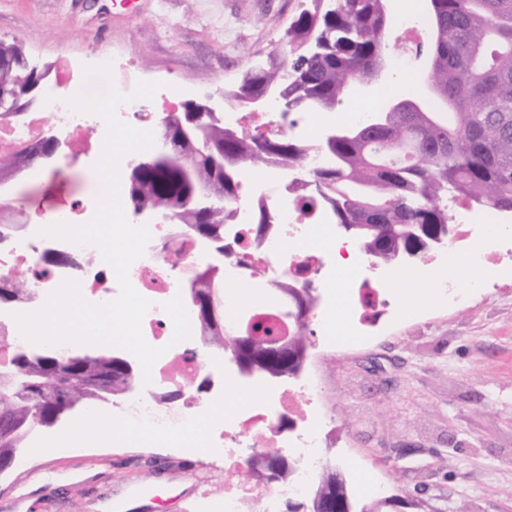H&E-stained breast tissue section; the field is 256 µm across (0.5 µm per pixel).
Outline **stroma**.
<instances>
[{
    "label": "stroma",
    "instance_id": "35a3bbf8",
    "mask_svg": "<svg viewBox=\"0 0 512 512\" xmlns=\"http://www.w3.org/2000/svg\"><path fill=\"white\" fill-rule=\"evenodd\" d=\"M302 0H0V40L21 41L53 70L112 54L134 57L145 81L179 85L182 101L236 87L280 51ZM429 72L411 56L389 66L394 99L416 98ZM90 165L61 161L25 171L0 199L48 218L99 192ZM498 286L470 288L453 306L436 297L398 321L382 314L373 335L323 345L313 337L306 368L322 383L332 420L326 453L350 499L404 497L391 512H512V260ZM154 497L134 496L140 485ZM224 496L218 454L149 444H84L37 457L23 448L0 475V512H215Z\"/></svg>",
    "mask_w": 512,
    "mask_h": 512
}]
</instances>
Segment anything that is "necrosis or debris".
Returning <instances> with one entry per match:
<instances>
[{
    "label": "necrosis or debris",
    "mask_w": 512,
    "mask_h": 512,
    "mask_svg": "<svg viewBox=\"0 0 512 512\" xmlns=\"http://www.w3.org/2000/svg\"><path fill=\"white\" fill-rule=\"evenodd\" d=\"M179 97L178 88L168 87L153 98L122 105L118 116L136 129L155 132ZM259 118V123L253 124L247 113L228 112L224 122L246 136L291 137L307 144L319 137L312 112L293 116L272 105ZM50 129L67 135L71 152L79 156L85 152L88 131H95L100 138L106 134L101 117L72 110L64 95L52 91L43 111L0 113V151L18 152L39 142ZM287 175V169L276 165L247 174L242 203L224 227L226 325L237 327L262 317L279 335H288L289 306L277 291L284 282L312 289L315 304L309 321L319 329L330 323L338 310L344 316V335L358 337L368 333L372 308L387 306L396 317L409 316L410 308L394 304L390 296L391 268L359 256L350 269L338 268L335 249L317 241L318 236L329 233L328 213L320 207L302 210L286 189ZM259 201L274 208L273 222L263 231L251 222L252 207ZM150 232L145 253L131 265L129 279L151 303L142 322L143 335L164 353L153 366L150 384L113 401L112 419L139 429L189 432L207 407L190 384L209 370L211 356L199 328H192L190 338L174 342V325L162 305L183 294L194 280L200 269L201 247L173 221L151 225ZM21 272L26 273L31 291L17 302L15 310L19 312L42 307L48 295L67 279L78 281L84 298L94 304L110 301L118 293L114 270L96 246L39 235L34 224L0 238V281ZM240 288H268L272 295L261 306H241L236 297ZM320 395L314 376L287 378L281 386L266 390L262 404L239 403L224 419L207 426L202 433L205 447L221 449L224 457L223 512H250L257 500L266 501L269 512H278L281 497L305 495L324 462L323 434L328 422L318 408ZM247 448H287L302 458L304 465L289 485L277 491L261 483L243 482L236 474Z\"/></svg>",
    "instance_id": "obj_1"
}]
</instances>
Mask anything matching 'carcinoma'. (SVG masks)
Here are the masks:
<instances>
[{"mask_svg":"<svg viewBox=\"0 0 512 512\" xmlns=\"http://www.w3.org/2000/svg\"><path fill=\"white\" fill-rule=\"evenodd\" d=\"M429 17V80L438 94L422 110L387 112L381 126L353 124L349 136L309 147L285 137H246L215 117L197 123L198 104L188 102L163 118L165 146L159 152L192 158V169L168 164L151 171L129 169L126 195L142 208L167 197L178 223L198 226L222 248L224 224L239 201L241 175L275 161L301 167L317 150L324 163L292 186L296 200L307 210L317 192L332 205L336 224L384 225L355 238L388 266L399 265L404 257L421 258L448 238L450 200L512 212V0H432ZM391 26L387 0H305L288 28L285 50L230 94L270 88L290 112H334L352 85L367 80L387 56ZM45 77L32 72L19 42H0L4 111L25 112L37 103ZM42 148L1 153L0 181ZM200 191L216 200L204 214L182 204ZM221 274V268L197 274L194 282L205 306L192 309L206 346L223 353L229 349L224 313H213L210 298L211 284ZM255 331L259 335L249 348V361H263L287 377L306 360L308 322L296 325L286 360L266 359L271 330L258 323ZM129 376L122 362L107 356L1 362L0 389L11 399L0 407V462L16 458L36 428L74 408L85 412L104 398L120 397ZM298 467V461L282 454L262 453L245 476L288 484ZM328 496L336 497L338 508L349 502L346 481L332 466L319 472L304 501L288 502L286 512H324Z\"/></svg>","mask_w":512,"mask_h":512,"instance_id":"obj_1","label":"carcinoma"}]
</instances>
